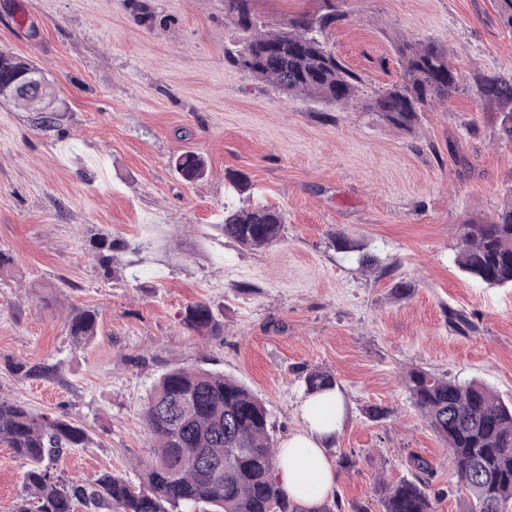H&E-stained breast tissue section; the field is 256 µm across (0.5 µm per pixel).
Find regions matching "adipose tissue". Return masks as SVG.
<instances>
[{
    "mask_svg": "<svg viewBox=\"0 0 512 512\" xmlns=\"http://www.w3.org/2000/svg\"><path fill=\"white\" fill-rule=\"evenodd\" d=\"M299 413L302 427L281 443L274 476L299 512H323L336 488L337 472L327 450L344 427V394L335 387L305 395Z\"/></svg>",
    "mask_w": 512,
    "mask_h": 512,
    "instance_id": "1",
    "label": "adipose tissue"
}]
</instances>
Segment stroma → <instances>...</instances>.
Here are the masks:
<instances>
[{
  "label": "stroma",
  "instance_id": "stroma-1",
  "mask_svg": "<svg viewBox=\"0 0 512 512\" xmlns=\"http://www.w3.org/2000/svg\"><path fill=\"white\" fill-rule=\"evenodd\" d=\"M498 6L344 0L326 43L362 83L338 108L234 63L224 0H0V52L41 69L59 108L45 126L0 101V249L14 258L0 271V395L88 430L91 445L66 449L55 474L90 488L106 472L135 479L150 445L143 410L172 368L244 383L279 441L300 427L303 378L316 369L350 411L329 451L331 512H382L378 481L410 476L414 455L446 491L438 512H462L467 493L404 379L417 368L512 400V288L455 262L462 224L512 204V143L468 82L479 70L512 75ZM407 41L444 46L463 82L409 132L372 110L400 81ZM186 151L205 158L202 181L176 173ZM230 170L252 190L233 193ZM228 203L280 210L282 236L260 250L225 241ZM113 239L124 247L106 275L95 247ZM398 280L408 296L392 293ZM199 302L223 334L182 324ZM84 308L98 312V334L79 345L67 317ZM453 311L473 330L453 331ZM19 363L57 371L27 377ZM375 406L387 417L370 421ZM26 470L0 445V512L31 507Z\"/></svg>",
  "mask_w": 512,
  "mask_h": 512
}]
</instances>
